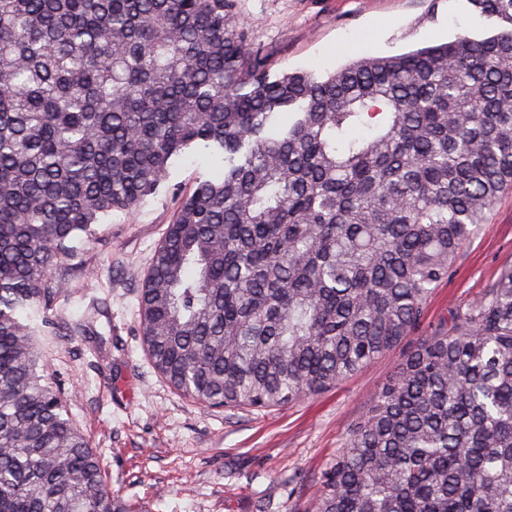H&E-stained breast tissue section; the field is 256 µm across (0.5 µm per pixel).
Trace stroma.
<instances>
[{
  "label": "stroma",
  "instance_id": "obj_1",
  "mask_svg": "<svg viewBox=\"0 0 512 512\" xmlns=\"http://www.w3.org/2000/svg\"><path fill=\"white\" fill-rule=\"evenodd\" d=\"M238 19L268 55L270 75H328L361 55L403 54L460 35L493 34L467 0H238ZM213 168L176 160L167 185L135 211L112 212L97 243L78 245L59 277L62 312L105 313L98 337L49 335L41 347L69 413L101 453L114 494L140 512H311L316 477L411 348L373 360L336 388L266 411L209 410L176 393L152 368L137 328L138 289L179 203ZM512 264V191L435 290L428 322L466 305Z\"/></svg>",
  "mask_w": 512,
  "mask_h": 512
}]
</instances>
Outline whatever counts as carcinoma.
<instances>
[{
    "instance_id": "cac0c4a2",
    "label": "carcinoma",
    "mask_w": 512,
    "mask_h": 512,
    "mask_svg": "<svg viewBox=\"0 0 512 512\" xmlns=\"http://www.w3.org/2000/svg\"><path fill=\"white\" fill-rule=\"evenodd\" d=\"M483 39L272 79L235 0H0V512H137L49 377L52 273L191 151L141 283L142 347L206 408L286 407L417 341L315 512H512V266L425 310L512 189V0Z\"/></svg>"
}]
</instances>
